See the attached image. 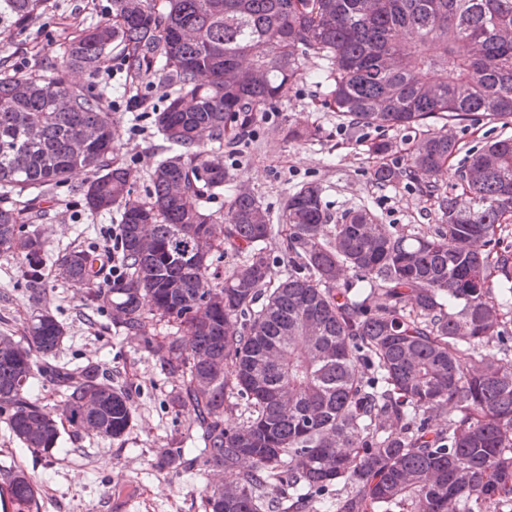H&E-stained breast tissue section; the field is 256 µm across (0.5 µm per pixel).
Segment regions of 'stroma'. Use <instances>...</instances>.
<instances>
[{
	"label": "stroma",
	"instance_id": "obj_1",
	"mask_svg": "<svg viewBox=\"0 0 512 512\" xmlns=\"http://www.w3.org/2000/svg\"><path fill=\"white\" fill-rule=\"evenodd\" d=\"M112 0H43L39 18L19 24L0 14V59L27 73L49 74L61 43L74 28L111 19ZM306 79L287 89L276 109L263 113L253 132V144L224 158L234 188L254 194L279 215L289 193L306 182L319 183L332 215L363 206L378 223L397 233L432 231L438 222L433 199L414 185L376 184L372 171L381 163H402L424 137L421 128L364 130L351 139L339 113L320 108L328 85L313 84L317 61H304ZM115 157L138 173L134 195L145 196L150 174L165 158L164 141L150 117L129 112L120 97L112 99ZM308 129L301 142H284L289 126ZM461 149L479 148L512 136V125L484 118L454 125ZM386 138L385 155L373 154L372 142ZM88 177L74 175L73 187L55 189L41 206L36 228L43 233L45 262L38 288L24 275L21 250L0 253V336L21 340L24 329L40 309H48L64 329L55 364L73 372L94 366L110 373L114 387L126 390L133 416L117 439L64 428L49 452L25 447L0 421V474L24 472L37 484L39 512H204V489L235 481V474L213 470L196 461L199 427L190 404L181 402L186 380L164 370L155 348L174 338L175 324L164 319L149 323L147 336L116 325L107 309L97 307L58 269L57 260L72 251L103 256L114 248L112 230L118 212L90 211L77 192ZM183 449L169 460L168 451Z\"/></svg>",
	"mask_w": 512,
	"mask_h": 512
}]
</instances>
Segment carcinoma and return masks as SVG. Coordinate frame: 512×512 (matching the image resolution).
<instances>
[{
	"label": "carcinoma",
	"instance_id": "carcinoma-1",
	"mask_svg": "<svg viewBox=\"0 0 512 512\" xmlns=\"http://www.w3.org/2000/svg\"><path fill=\"white\" fill-rule=\"evenodd\" d=\"M41 0H5L34 21ZM112 0V19L63 43L54 75L21 74L0 62V186L43 197L93 172L78 187L94 212L121 213L118 261L125 270L101 291L104 268L73 251L67 278L92 300L110 296L112 320L146 334L153 314L182 337L160 346L162 363L187 373L183 399L202 428L198 457L238 471L235 484L206 493L205 512H318L334 485L347 488L336 512H512V364L493 351L508 335L494 278L512 297V137L459 151L454 123L481 115L512 124V0ZM118 47L135 79L159 77L158 109L134 95L130 112L152 123L177 154L160 161L147 199L132 195L133 168L115 161L112 111L70 70H96ZM312 75L331 90L323 106L365 128L436 127L401 166L372 178L403 181L438 204L432 232L398 234L364 207L332 220L322 189L301 185L280 221L288 275L270 277V212L237 191L224 215L203 211L208 191L229 186L210 144L236 149L274 108L285 86ZM93 130L89 159L73 142ZM40 212L0 209V251L24 253L36 285L44 263ZM332 229H327V225ZM223 246L245 254L212 284L194 263ZM355 280H341L344 270ZM63 328L48 311L33 317L26 345L0 337V418L28 448H56L63 424L119 438L132 418L129 395L88 367L41 370L63 389L55 415L27 397L34 356H53ZM237 393L249 416L224 422ZM100 400L88 410L84 401ZM15 512H32L37 488L15 472Z\"/></svg>",
	"mask_w": 512,
	"mask_h": 512
}]
</instances>
